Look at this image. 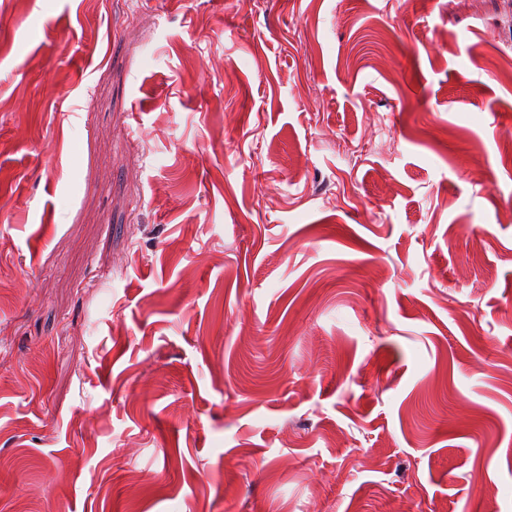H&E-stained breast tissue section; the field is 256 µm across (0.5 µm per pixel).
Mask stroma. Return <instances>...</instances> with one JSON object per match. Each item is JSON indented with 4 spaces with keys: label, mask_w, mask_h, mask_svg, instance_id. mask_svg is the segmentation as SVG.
<instances>
[{
    "label": "stroma",
    "mask_w": 512,
    "mask_h": 512,
    "mask_svg": "<svg viewBox=\"0 0 512 512\" xmlns=\"http://www.w3.org/2000/svg\"><path fill=\"white\" fill-rule=\"evenodd\" d=\"M512 0H0V512H512Z\"/></svg>",
    "instance_id": "1"
}]
</instances>
